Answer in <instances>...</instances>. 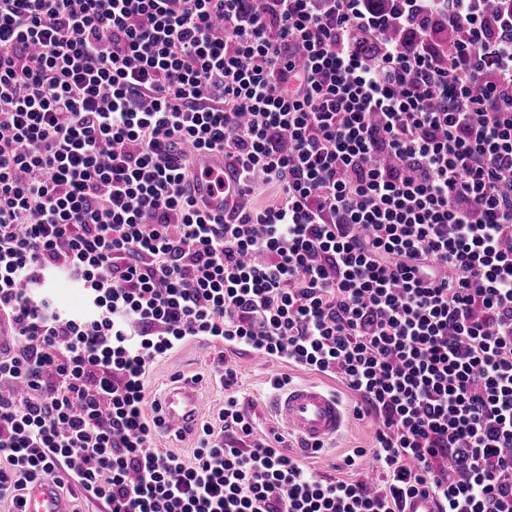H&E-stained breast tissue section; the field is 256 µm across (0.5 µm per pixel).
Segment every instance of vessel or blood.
Listing matches in <instances>:
<instances>
[{
    "label": "vessel or blood",
    "instance_id": "obj_1",
    "mask_svg": "<svg viewBox=\"0 0 512 512\" xmlns=\"http://www.w3.org/2000/svg\"><path fill=\"white\" fill-rule=\"evenodd\" d=\"M189 189L212 216L221 218L235 213L239 203L236 190L224 186V155L204 152L196 156ZM272 412L283 432L302 450L317 451L336 437L345 414L337 397L316 384H300L284 389L271 402ZM202 413L200 390L194 382L173 381L160 401V430L167 435L184 436L198 426ZM22 512H70L58 490L55 477H47L28 486L21 504Z\"/></svg>",
    "mask_w": 512,
    "mask_h": 512
}]
</instances>
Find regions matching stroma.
I'll return each mask as SVG.
<instances>
[{
  "label": "stroma",
  "instance_id": "stroma-1",
  "mask_svg": "<svg viewBox=\"0 0 512 512\" xmlns=\"http://www.w3.org/2000/svg\"><path fill=\"white\" fill-rule=\"evenodd\" d=\"M225 360L237 370V382L227 387L213 372L215 360ZM289 377L291 383H316L336 395L347 413L345 424L336 438L326 443L323 450L305 455L304 460L318 474L328 478H346L350 473L360 474L375 470L371 457L358 458L355 469H347L343 461L355 449L372 444L374 428L368 419H356L352 413L355 397L336 379L288 366L270 358H256L253 353L227 350L222 344L202 337L190 339L172 350L165 358L153 364L146 381V398H159L167 384L177 378H192L199 382L203 399L201 423L218 424L224 399L237 397L250 411L258 433L275 431L277 425L270 410L276 393L275 379Z\"/></svg>",
  "mask_w": 512,
  "mask_h": 512
}]
</instances>
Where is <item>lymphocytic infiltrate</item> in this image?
Masks as SVG:
<instances>
[{"mask_svg": "<svg viewBox=\"0 0 512 512\" xmlns=\"http://www.w3.org/2000/svg\"><path fill=\"white\" fill-rule=\"evenodd\" d=\"M263 2L0 0V502L512 512V0ZM203 151L231 219L186 190ZM198 336L340 381L383 486L234 398L191 464L156 448L150 367ZM47 288L53 300L62 308L70 311L80 310L84 304V290L69 280L65 273L59 271L53 274ZM19 512H72L58 490L56 478L46 477L25 490Z\"/></svg>", "mask_w": 512, "mask_h": 512, "instance_id": "lymphocytic-infiltrate-1", "label": "lymphocytic infiltrate"}]
</instances>
